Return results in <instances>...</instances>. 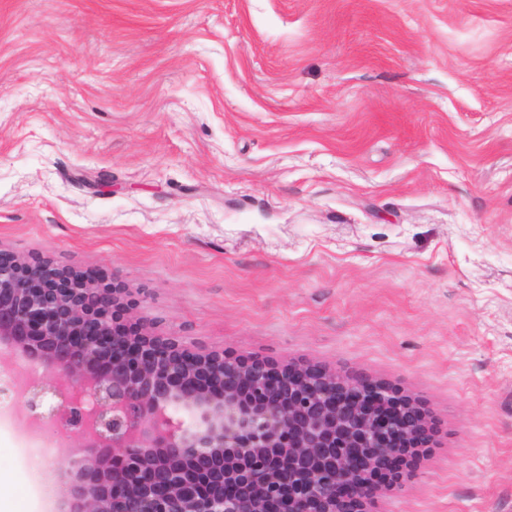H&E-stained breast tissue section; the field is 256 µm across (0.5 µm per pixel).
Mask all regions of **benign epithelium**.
<instances>
[{"label": "benign epithelium", "instance_id": "1", "mask_svg": "<svg viewBox=\"0 0 512 512\" xmlns=\"http://www.w3.org/2000/svg\"><path fill=\"white\" fill-rule=\"evenodd\" d=\"M21 355L38 372L8 374ZM0 397L63 428L58 512H367L435 436L420 400L303 362L195 353L124 289L0 249Z\"/></svg>", "mask_w": 512, "mask_h": 512}]
</instances>
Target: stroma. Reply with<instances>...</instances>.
Masks as SVG:
<instances>
[{"instance_id":"stroma-1","label":"stroma","mask_w":512,"mask_h":512,"mask_svg":"<svg viewBox=\"0 0 512 512\" xmlns=\"http://www.w3.org/2000/svg\"><path fill=\"white\" fill-rule=\"evenodd\" d=\"M0 248L425 400L372 512H512V0H0ZM34 457L0 512H55Z\"/></svg>"}]
</instances>
